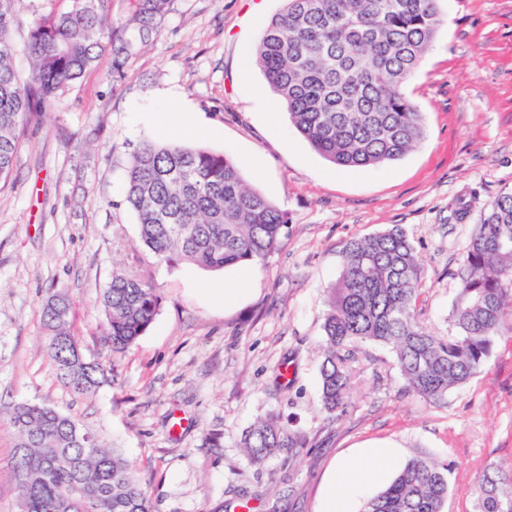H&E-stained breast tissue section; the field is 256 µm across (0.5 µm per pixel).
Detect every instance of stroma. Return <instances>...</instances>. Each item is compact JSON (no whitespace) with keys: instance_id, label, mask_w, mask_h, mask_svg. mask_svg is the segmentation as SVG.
<instances>
[{"instance_id":"35a3bbf8","label":"stroma","mask_w":512,"mask_h":512,"mask_svg":"<svg viewBox=\"0 0 512 512\" xmlns=\"http://www.w3.org/2000/svg\"><path fill=\"white\" fill-rule=\"evenodd\" d=\"M285 0H176L113 81L103 58L59 109L20 137L0 191V512H17L13 405L72 416L130 462L153 512H322L332 467L365 449L393 454L390 476L424 458L444 467V512H475L476 491L512 468V315L483 370L435 405L409 392L390 349L355 350L345 411L322 408L328 290L346 242L402 227L420 266L418 318L448 332L467 243L512 191V0H441L442 22L403 87L423 136L399 160L347 170L298 133L253 58ZM205 128L195 146L233 160L290 222L266 263L207 271L156 264L136 245L124 202L131 153L159 140L171 107ZM153 273L162 302L121 355L102 336L114 272ZM233 296L217 301V288ZM69 299L83 356L108 380L76 395L46 351L43 306ZM273 415L300 447L264 464L240 446Z\"/></svg>"}]
</instances>
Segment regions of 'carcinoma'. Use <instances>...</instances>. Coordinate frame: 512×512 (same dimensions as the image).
<instances>
[{"mask_svg":"<svg viewBox=\"0 0 512 512\" xmlns=\"http://www.w3.org/2000/svg\"><path fill=\"white\" fill-rule=\"evenodd\" d=\"M40 15L25 50L28 76L13 65L14 0H0V184L14 171L19 136L54 111L72 84L107 48L112 77L146 45L175 0H134L129 19L109 21L110 0H69ZM440 0H286L262 28L254 49L279 104L297 131L325 160L342 168L399 159L423 134L422 113L403 92L441 23ZM125 201L135 212L139 246L158 263L191 262L206 270L262 264L274 254L288 214L248 187L228 157L180 142L146 141L132 154ZM448 315V335L420 324L415 305L420 269L415 247L394 226L351 240L330 288L323 330L322 403L334 412L347 397L350 362L360 343L395 354L415 395L441 403L448 390L481 372L495 335L512 312V192L500 195L470 238ZM162 297L151 277L115 274L103 294V335L121 354L159 313ZM42 309L47 351L58 378L77 395L94 391L103 370L69 364L71 306ZM18 441L13 471L24 473L19 512H152L132 464L76 419L22 402L10 412ZM250 460L262 464L280 448H296L270 417L246 432ZM446 475L410 461L363 512H443ZM476 512H512V471L486 478Z\"/></svg>","mask_w":512,"mask_h":512,"instance_id":"obj_1","label":"carcinoma"}]
</instances>
